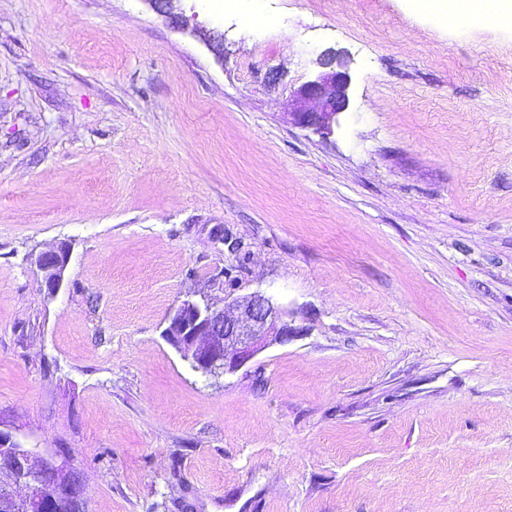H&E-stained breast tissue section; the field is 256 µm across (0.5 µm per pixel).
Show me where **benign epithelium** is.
<instances>
[{"label":"benign epithelium","instance_id":"7a95c632","mask_svg":"<svg viewBox=\"0 0 512 512\" xmlns=\"http://www.w3.org/2000/svg\"><path fill=\"white\" fill-rule=\"evenodd\" d=\"M336 54L323 55L326 72L304 83L295 94V120L316 131H331L337 117L349 107L350 78L332 70ZM314 102L317 108L307 104ZM65 248L31 257L41 285L56 294L65 284L69 263ZM302 335L293 325L292 312L268 292L258 289L237 297L232 312L214 306L205 296L187 294L165 318L162 336L192 367L204 374H235L260 352L274 344H286ZM0 458L7 460L10 481L29 490L28 495L0 497V512H50L58 498L82 484L80 469L52 455L38 459V452L0 432Z\"/></svg>","mask_w":512,"mask_h":512}]
</instances>
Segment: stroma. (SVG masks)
I'll return each instance as SVG.
<instances>
[{
	"label": "stroma",
	"instance_id": "35a3bbf8",
	"mask_svg": "<svg viewBox=\"0 0 512 512\" xmlns=\"http://www.w3.org/2000/svg\"><path fill=\"white\" fill-rule=\"evenodd\" d=\"M177 11L223 53L147 0H0V432L89 512H512V28ZM330 50L323 134L290 113ZM259 288L302 334L238 373L163 338L186 293ZM69 259V251L66 248L32 255L31 263L37 270L41 285L49 294H56L63 288Z\"/></svg>",
	"mask_w": 512,
	"mask_h": 512
}]
</instances>
